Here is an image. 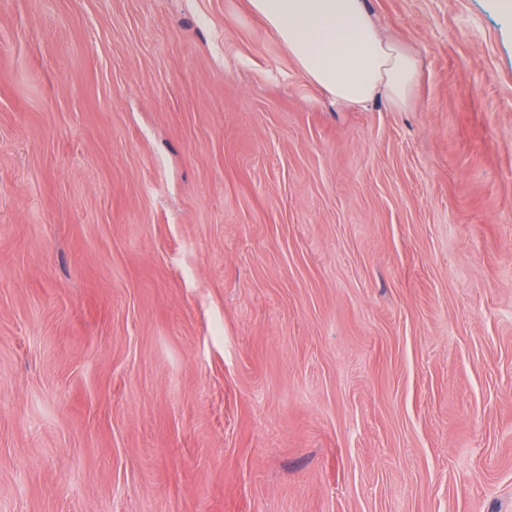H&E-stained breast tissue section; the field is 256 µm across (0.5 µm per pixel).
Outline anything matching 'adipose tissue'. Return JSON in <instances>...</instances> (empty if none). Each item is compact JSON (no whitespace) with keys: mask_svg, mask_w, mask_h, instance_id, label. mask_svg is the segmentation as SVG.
Returning a JSON list of instances; mask_svg holds the SVG:
<instances>
[{"mask_svg":"<svg viewBox=\"0 0 512 512\" xmlns=\"http://www.w3.org/2000/svg\"><path fill=\"white\" fill-rule=\"evenodd\" d=\"M249 4L332 104L363 106L381 97L394 109L408 106L421 62L376 28L365 0H249Z\"/></svg>","mask_w":512,"mask_h":512,"instance_id":"1","label":"adipose tissue"}]
</instances>
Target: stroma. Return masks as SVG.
I'll return each instance as SVG.
<instances>
[{"instance_id":"35a3bbf8","label":"stroma","mask_w":512,"mask_h":512,"mask_svg":"<svg viewBox=\"0 0 512 512\" xmlns=\"http://www.w3.org/2000/svg\"><path fill=\"white\" fill-rule=\"evenodd\" d=\"M366 7L406 111L248 0H0V512H512V16Z\"/></svg>"}]
</instances>
